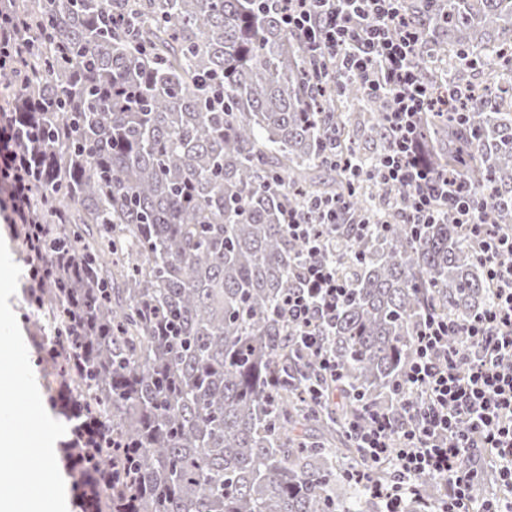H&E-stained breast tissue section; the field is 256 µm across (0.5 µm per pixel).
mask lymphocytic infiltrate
<instances>
[{"label": "lymphocytic infiltrate", "mask_w": 512, "mask_h": 512, "mask_svg": "<svg viewBox=\"0 0 512 512\" xmlns=\"http://www.w3.org/2000/svg\"><path fill=\"white\" fill-rule=\"evenodd\" d=\"M281 20L297 36L305 52L338 64L337 78L360 81L367 92L383 97L388 108L385 132L390 149L371 171L386 186L409 190L407 223L435 224L453 211L465 228L477 258L495 285L493 303L483 315L463 322L426 316L415 338L414 357L405 373L401 415L369 406L364 420L351 430L369 461L392 459L396 475L389 484H372L387 512H397L403 495L415 492V479L427 473L444 481L446 494L437 512H512V500L476 499V488L461 459L466 448L497 451L500 483L512 485V236L500 233L482 219L479 204L455 178L434 172L418 152L420 119L436 106L454 101L474 102L472 89L455 86L443 93L425 84L412 65L419 48L416 27L403 0H275ZM30 161L20 151L16 132L0 117V211L12 223L29 224ZM346 202H312L308 213L289 210L283 225L306 251L302 280L288 293L284 314L297 331L314 362L317 376L335 375L336 361L318 334L347 296L324 257L322 230L348 223ZM462 337L454 351L449 336ZM465 357L467 376L456 372L457 357Z\"/></svg>", "instance_id": "lymphocytic-infiltrate-1"}]
</instances>
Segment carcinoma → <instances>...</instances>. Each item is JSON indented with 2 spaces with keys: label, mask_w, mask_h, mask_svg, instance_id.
<instances>
[{
  "label": "carcinoma",
  "mask_w": 512,
  "mask_h": 512,
  "mask_svg": "<svg viewBox=\"0 0 512 512\" xmlns=\"http://www.w3.org/2000/svg\"><path fill=\"white\" fill-rule=\"evenodd\" d=\"M437 90L493 68L512 72V0H407ZM26 20L23 57L0 73V106L33 154V219L47 270L29 305L50 373L68 383L69 437L94 427L73 477L93 512H384L352 475L376 482L346 423L397 390L432 314L473 319L494 285L446 213L411 233L408 189L349 179L389 148L386 102L335 87L261 0H0ZM453 51L444 76L431 59ZM512 84L478 89L423 117L420 147L512 231ZM371 142L366 152L360 141ZM344 199L369 224L326 230L325 256L349 296L321 327L336 378L308 400L311 357L283 299L303 245L285 209ZM464 466L493 489L485 459ZM399 512L440 493L417 478Z\"/></svg>",
  "instance_id": "carcinoma-1"
}]
</instances>
